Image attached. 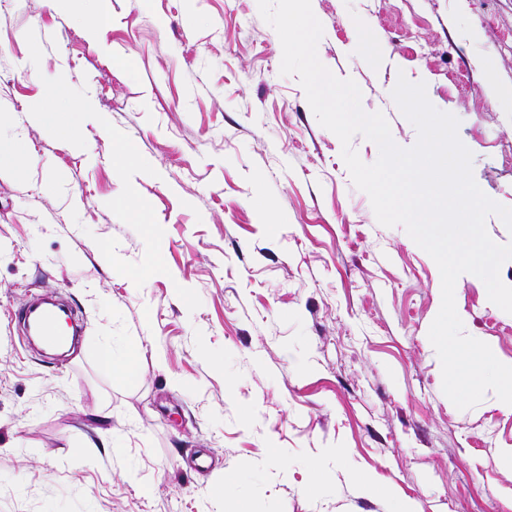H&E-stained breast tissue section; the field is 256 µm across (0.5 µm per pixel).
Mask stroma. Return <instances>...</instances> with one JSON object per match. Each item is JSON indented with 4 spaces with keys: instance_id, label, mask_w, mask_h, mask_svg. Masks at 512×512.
I'll list each match as a JSON object with an SVG mask.
<instances>
[{
    "instance_id": "35a3bbf8",
    "label": "stroma",
    "mask_w": 512,
    "mask_h": 512,
    "mask_svg": "<svg viewBox=\"0 0 512 512\" xmlns=\"http://www.w3.org/2000/svg\"><path fill=\"white\" fill-rule=\"evenodd\" d=\"M111 5L105 39L126 67L90 45L87 0H0V104L31 157L21 175L0 157V512H390L396 497L414 512H512L499 461L512 410L491 392L467 410L444 394L428 337L438 267L378 223L339 139L281 75L257 0ZM311 5L320 61L358 84L363 109L414 145L392 91L402 75L425 83L458 118L478 186L512 207V0ZM370 38L381 59L354 51ZM29 57L38 67L21 70ZM62 63L92 97L70 137L24 112L70 111L52 83ZM120 135L150 170L114 149ZM46 292L83 314L65 361L28 348L11 320ZM459 297L465 333L512 364V315L481 279ZM106 342L132 355L131 377L101 362ZM200 450L212 463L197 472ZM357 473L386 495L356 492Z\"/></svg>"
}]
</instances>
